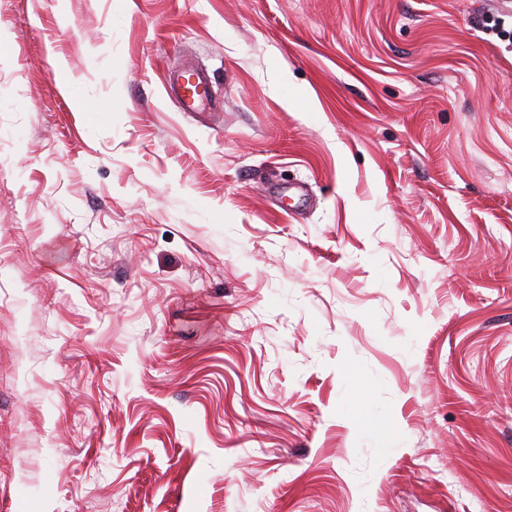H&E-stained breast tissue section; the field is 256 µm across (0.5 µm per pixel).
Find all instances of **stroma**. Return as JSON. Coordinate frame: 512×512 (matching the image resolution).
Instances as JSON below:
<instances>
[{
	"instance_id": "35a3bbf8",
	"label": "stroma",
	"mask_w": 512,
	"mask_h": 512,
	"mask_svg": "<svg viewBox=\"0 0 512 512\" xmlns=\"http://www.w3.org/2000/svg\"><path fill=\"white\" fill-rule=\"evenodd\" d=\"M0 512H512L498 0H0ZM186 71L190 73H194L196 76L195 84H187L184 87V90H181V81L180 79L186 75ZM174 82L178 88L179 92V104L184 111L194 110L198 104L203 103L208 98V83L206 79L201 76L199 73L193 70H184L180 74L176 76Z\"/></svg>"
}]
</instances>
